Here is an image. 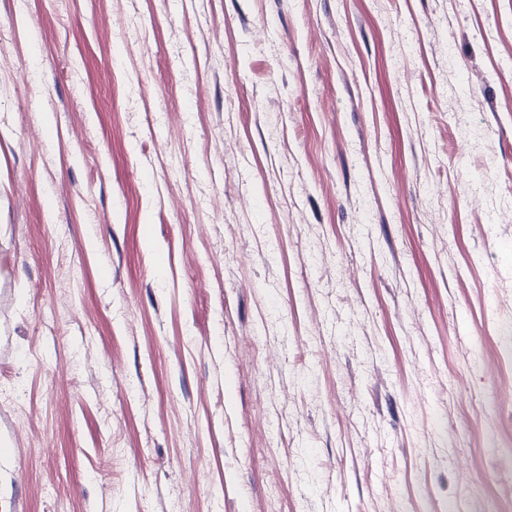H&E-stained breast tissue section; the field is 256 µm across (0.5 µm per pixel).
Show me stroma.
Instances as JSON below:
<instances>
[{"instance_id": "1", "label": "stroma", "mask_w": 512, "mask_h": 512, "mask_svg": "<svg viewBox=\"0 0 512 512\" xmlns=\"http://www.w3.org/2000/svg\"><path fill=\"white\" fill-rule=\"evenodd\" d=\"M0 512H512V0H0Z\"/></svg>"}]
</instances>
